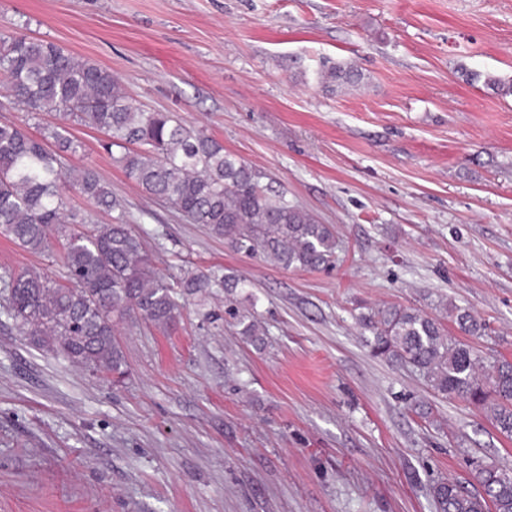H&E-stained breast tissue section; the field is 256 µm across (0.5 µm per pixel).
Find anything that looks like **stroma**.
<instances>
[{
  "label": "stroma",
  "instance_id": "35a3bbf8",
  "mask_svg": "<svg viewBox=\"0 0 512 512\" xmlns=\"http://www.w3.org/2000/svg\"><path fill=\"white\" fill-rule=\"evenodd\" d=\"M16 33L205 130L338 248L316 271L234 252L73 124L71 166L111 189L179 316L119 325L114 382L0 308V512H436L437 482L512 466L482 410L372 358L356 322L452 301L488 324L481 355L512 359V96L490 85L512 79V0H0ZM327 60L361 83L323 89ZM7 268L65 273L0 236ZM202 274L247 283L181 287ZM230 296L262 343L225 322Z\"/></svg>",
  "mask_w": 512,
  "mask_h": 512
}]
</instances>
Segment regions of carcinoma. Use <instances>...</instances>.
<instances>
[{
    "mask_svg": "<svg viewBox=\"0 0 512 512\" xmlns=\"http://www.w3.org/2000/svg\"><path fill=\"white\" fill-rule=\"evenodd\" d=\"M0 77L27 112L61 119L38 136L20 123H0V235L34 253L62 239L66 280L61 284L34 269L6 270L0 292L19 330L56 355L118 378L124 370L117 324L169 326L178 311L174 288L156 271L124 215L94 232L76 228L83 219L67 210L62 185L102 208L114 210L119 202L95 171L69 165L78 144L68 121L105 132L104 150L125 149L115 162L128 178L191 223L205 225L233 250L261 254L285 269L319 270L336 263L330 225L286 194L264 187L260 171L204 131L172 112L136 106L100 64L45 40L0 36ZM361 79L347 63L319 73L321 84L338 88ZM240 283L235 276L215 282L197 275L183 287L237 288ZM444 310L462 335H488L486 323L468 309L449 302ZM226 314L242 326L241 335L260 340L255 322H245L233 307ZM358 322L370 333L365 343L373 357L418 370L435 394L483 409L497 430L512 438V360L497 357L484 364L469 344L446 335L438 318L417 309L383 306ZM474 479L471 490L457 481L434 486L437 512H512L511 467L485 464Z\"/></svg>",
    "mask_w": 512,
    "mask_h": 512,
    "instance_id": "1",
    "label": "carcinoma"
}]
</instances>
